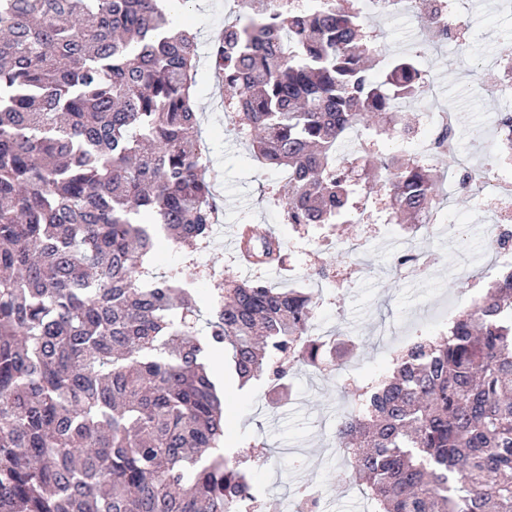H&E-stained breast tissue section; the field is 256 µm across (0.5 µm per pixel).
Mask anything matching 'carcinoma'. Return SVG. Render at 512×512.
Listing matches in <instances>:
<instances>
[{
    "mask_svg": "<svg viewBox=\"0 0 512 512\" xmlns=\"http://www.w3.org/2000/svg\"><path fill=\"white\" fill-rule=\"evenodd\" d=\"M250 19L212 46L224 110L257 161L288 172L284 221L313 227L363 211L355 168L376 173L400 224L440 201L437 159L337 143L428 75L411 52L383 78L360 0L318 6L244 0ZM197 34L175 31L162 0H0V512H238L247 462L224 453V402L209 360L241 382L288 388L297 364L322 368L344 342L311 335L313 296L260 279L218 289L206 332L184 285L192 264L154 272L165 241L189 255L218 207L199 135ZM259 269L282 242L240 229ZM343 388L358 411L336 447L355 461L374 512H512V268L447 334L413 339L392 375Z\"/></svg>",
    "mask_w": 512,
    "mask_h": 512,
    "instance_id": "1",
    "label": "carcinoma"
}]
</instances>
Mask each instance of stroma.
Returning <instances> with one entry per match:
<instances>
[{
  "label": "stroma",
  "mask_w": 512,
  "mask_h": 512,
  "mask_svg": "<svg viewBox=\"0 0 512 512\" xmlns=\"http://www.w3.org/2000/svg\"><path fill=\"white\" fill-rule=\"evenodd\" d=\"M238 9L236 0H189L181 13L184 23L198 33L202 58L195 105L217 175L220 208L211 245L188 258L194 267L190 289L205 313L214 288L228 278L258 277L279 288L310 289L317 298L315 319L324 331L340 328L356 341L354 352L341 359L350 366L351 378L389 375L392 346L406 336L447 333L451 321L470 309L494 281V274L484 268L497 246L485 231L487 215L480 202L489 187L474 183L457 192L448 223L414 234L386 223L378 209L350 223L329 225L338 241L334 247L323 246L315 228L285 223L271 196L283 184L281 173L261 168L248 144L233 134L209 56L213 39ZM453 10L463 14L467 36L479 40L482 54L512 56V8H499L498 0H459ZM368 21L389 53L409 50L419 28L417 17L404 14L384 18L372 13ZM478 57L463 51L459 39L452 37L429 47L421 60L434 84L433 107L453 110L461 151L486 154L492 135L485 132L484 123L512 109V99L486 86ZM241 224L265 226L281 239V268L260 271L239 262L227 240ZM407 247L431 257L425 276L396 266L397 255ZM322 266L331 272L330 280H317L315 271ZM341 381L337 373L298 369L283 401L273 398L261 379L240 389L227 382L221 387L227 422L224 445L240 453L250 452L258 442L269 448L271 459L254 469L253 482L264 500L280 510L295 499L299 483L308 482L328 491L330 512H371L366 494L348 479L353 461L335 449L338 419L356 408L353 397L340 390Z\"/></svg>",
  "instance_id": "1"
}]
</instances>
